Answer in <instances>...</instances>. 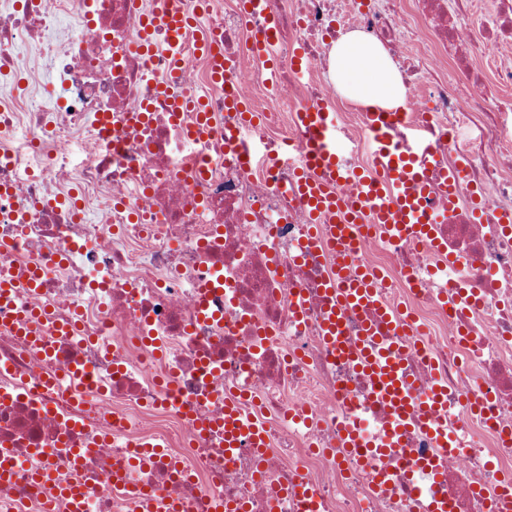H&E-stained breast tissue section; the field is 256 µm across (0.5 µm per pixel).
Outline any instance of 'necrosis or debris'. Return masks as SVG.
Masks as SVG:
<instances>
[{
    "label": "necrosis or debris",
    "instance_id": "4bbe7bcc",
    "mask_svg": "<svg viewBox=\"0 0 512 512\" xmlns=\"http://www.w3.org/2000/svg\"><path fill=\"white\" fill-rule=\"evenodd\" d=\"M162 2L0 0V77H14L21 58L36 62L30 91L0 100V279L41 275L36 293L0 301V448L14 462L0 512H70L51 490L78 480L85 512H139L145 492L184 512H212L218 500L304 512L300 485L321 512H418L423 494L453 512H495L491 493L512 472L500 437L512 429V230L475 223L471 202L512 213V0H264L249 17L240 0H209L200 26L218 35L239 95L263 117L252 136L265 152L247 164L225 148L220 130L240 115L211 83L196 34L174 43L159 25L153 50L137 49L142 19ZM268 13L278 19L272 92L247 52ZM351 31L401 63L408 95L394 148L421 138L447 164L468 163L453 196L428 200L441 216L429 238L378 234L350 259L385 269L384 302L432 323L403 363L418 395L446 379V420L461 440L451 453L405 431L385 493L370 466L336 448L352 422L383 435L389 411L322 338L331 259L301 251L308 218L291 189L306 149L294 116L334 97L330 49ZM298 45L304 81L292 67ZM175 57L180 92L205 97L213 114L209 139H189L191 113L159 91ZM42 65L57 93L41 92ZM341 134L343 164L360 166L366 107H348ZM33 306L52 314L34 344L12 328ZM233 390L265 421L264 452L245 435L225 448L219 422ZM430 456L445 481L414 477ZM38 470L51 485L34 481Z\"/></svg>",
    "mask_w": 512,
    "mask_h": 512
}]
</instances>
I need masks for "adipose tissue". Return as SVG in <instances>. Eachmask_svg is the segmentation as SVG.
<instances>
[{"label": "adipose tissue", "instance_id": "obj_1", "mask_svg": "<svg viewBox=\"0 0 512 512\" xmlns=\"http://www.w3.org/2000/svg\"><path fill=\"white\" fill-rule=\"evenodd\" d=\"M331 59L330 78L341 96L388 111L404 106L406 89L400 74L378 45L352 33L336 41Z\"/></svg>", "mask_w": 512, "mask_h": 512}]
</instances>
